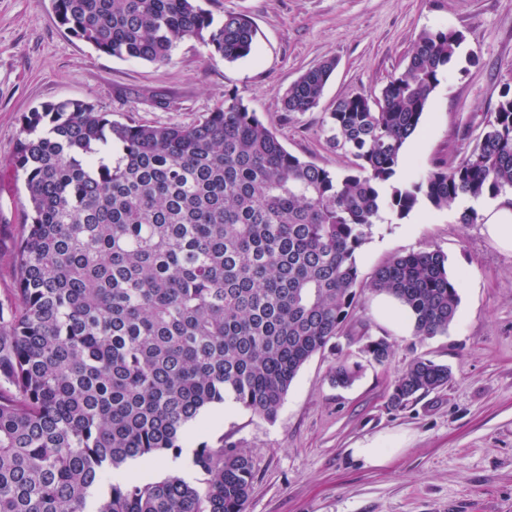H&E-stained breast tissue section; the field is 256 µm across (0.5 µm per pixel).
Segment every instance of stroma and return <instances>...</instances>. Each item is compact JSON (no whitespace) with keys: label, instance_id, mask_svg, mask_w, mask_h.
<instances>
[{"label":"stroma","instance_id":"35a3bbf8","mask_svg":"<svg viewBox=\"0 0 512 512\" xmlns=\"http://www.w3.org/2000/svg\"><path fill=\"white\" fill-rule=\"evenodd\" d=\"M215 19L242 14L256 27L251 54L234 63L183 41L162 65L113 58L60 27L51 0H0V265L23 224V184L8 165L22 113L51 100L94 103L121 122L190 125L235 90L285 148L339 174L351 161L331 152L322 120L338 99L377 96L401 73L421 31L452 29L463 41L444 67L405 151L400 177L457 163L512 86V0H201ZM336 68L318 105L285 114L282 99L309 68ZM438 249L460 278V311L447 334L422 339L387 295L360 290L336 339L290 386L275 420L234 400L204 436H189L178 475L197 480L192 451L218 436L251 457L247 512H512V252L464 224L455 208L420 202L406 218L384 211L357 260L362 279L392 256ZM392 346L387 363L365 361L367 338ZM417 357L448 365L443 388L406 407L390 404L396 377ZM361 362L347 388L331 382L339 361ZM391 449L366 468L350 450Z\"/></svg>","mask_w":512,"mask_h":512}]
</instances>
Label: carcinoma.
Returning a JSON list of instances; mask_svg holds the SVG:
<instances>
[{"mask_svg":"<svg viewBox=\"0 0 512 512\" xmlns=\"http://www.w3.org/2000/svg\"><path fill=\"white\" fill-rule=\"evenodd\" d=\"M59 24L98 52L167 62L196 39L227 62L249 56L244 15L215 21L199 0H53ZM462 36L421 32L380 96L348 95L322 121L352 157L338 174L290 153L235 91L191 125L122 123L94 104L46 102L20 118L10 158L25 189L16 281L0 306V512H247L253 466L234 442L201 444V479L128 481V460L181 454L200 412L230 397L272 421L302 366L336 338L361 288L357 253L389 209L425 198L512 192V89L456 165L395 183L440 71ZM324 61L286 92L283 110L319 103ZM370 287L409 314L415 335L448 332L460 282L448 256H394ZM362 352L383 365L384 339ZM362 371L342 360L332 378ZM418 357L396 378L395 408L448 385Z\"/></svg>","mask_w":512,"mask_h":512,"instance_id":"carcinoma-1","label":"carcinoma"}]
</instances>
